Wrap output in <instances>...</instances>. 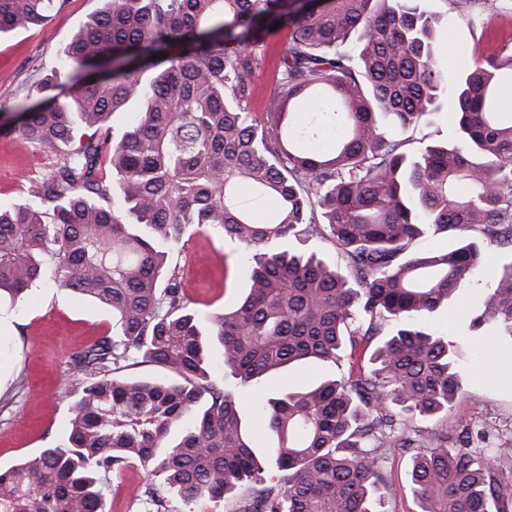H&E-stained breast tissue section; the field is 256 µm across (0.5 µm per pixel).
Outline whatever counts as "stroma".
<instances>
[{
    "label": "stroma",
    "mask_w": 512,
    "mask_h": 512,
    "mask_svg": "<svg viewBox=\"0 0 512 512\" xmlns=\"http://www.w3.org/2000/svg\"><path fill=\"white\" fill-rule=\"evenodd\" d=\"M438 18L435 28L440 65L459 69L495 53L512 38V12L461 18L450 0H424ZM101 7V0H64L50 22L20 29L0 39V109L36 98L37 86L53 74L64 49L78 29ZM278 43L261 46L263 63L251 78L255 89L249 103L262 113L274 84ZM50 149L14 137L0 136V203L31 197L44 174L59 161ZM186 295L198 309L211 312L232 305L247 285V257L236 243L213 230L187 237L173 254ZM491 290L483 276L462 290L454 311L439 309L431 324L464 345L476 343L469 311L484 308ZM112 329L111 313L99 303L74 296L63 286L45 281L21 301L0 299V468L7 469L41 450L64 445L72 387L70 361ZM464 387L443 425L491 431V445L512 444V373L498 354L484 356L482 365L464 363ZM347 359L290 366L268 388L300 386L315 378L349 373ZM409 455L393 451L386 464L389 512H417L407 488ZM146 474L139 462L108 478L106 512H148L139 492Z\"/></svg>",
    "instance_id": "35a3bbf8"
}]
</instances>
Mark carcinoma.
Instances as JSON below:
<instances>
[{"label":"carcinoma","mask_w":512,"mask_h":512,"mask_svg":"<svg viewBox=\"0 0 512 512\" xmlns=\"http://www.w3.org/2000/svg\"><path fill=\"white\" fill-rule=\"evenodd\" d=\"M54 0H0V37L49 21ZM422 0H102L39 100L0 135L57 150L34 199L0 206V295L52 278L112 312V334L71 358L68 445L0 469V512H105L106 475L132 460L141 494L187 505L241 490L231 512H385L390 448L413 451L419 512H512V446L468 429L404 427L448 416L459 363L474 351L428 330L475 273L492 293L470 327L512 338V45L443 72ZM451 0L459 13L512 0ZM266 112L248 110L260 43L282 31ZM162 58L153 60L151 55ZM456 139L412 152L403 132L431 123L443 88ZM132 111L111 136L108 118ZM77 126L91 130L73 145ZM213 229L248 256L230 308L203 313L169 255ZM446 234L447 249L410 250ZM330 239L341 263L302 245ZM369 336L380 340L371 344ZM346 377L259 395L257 431L224 372L260 381L301 361ZM132 356L174 380L113 374ZM368 357L370 370L359 365Z\"/></svg>","instance_id":"cac0c4a2"}]
</instances>
